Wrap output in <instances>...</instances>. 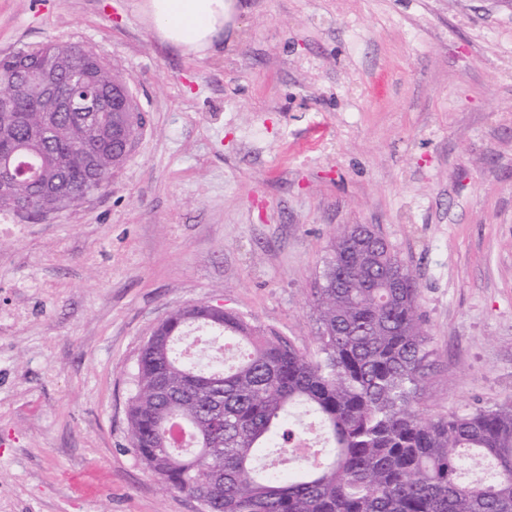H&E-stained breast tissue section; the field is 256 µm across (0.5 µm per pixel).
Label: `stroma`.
<instances>
[{"instance_id":"1","label":"stroma","mask_w":512,"mask_h":512,"mask_svg":"<svg viewBox=\"0 0 512 512\" xmlns=\"http://www.w3.org/2000/svg\"><path fill=\"white\" fill-rule=\"evenodd\" d=\"M141 0H0V55L97 50L146 125L104 190L0 211V512H203L130 445L138 354L173 310L321 343L341 224L415 276L428 417L512 405V0H237L215 50Z\"/></svg>"}]
</instances>
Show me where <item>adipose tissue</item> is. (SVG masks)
Masks as SVG:
<instances>
[{"mask_svg":"<svg viewBox=\"0 0 512 512\" xmlns=\"http://www.w3.org/2000/svg\"><path fill=\"white\" fill-rule=\"evenodd\" d=\"M235 0H143L140 11L160 41L205 56L224 33Z\"/></svg>","mask_w":512,"mask_h":512,"instance_id":"1","label":"adipose tissue"}]
</instances>
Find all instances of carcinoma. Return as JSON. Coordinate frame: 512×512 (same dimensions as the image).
Listing matches in <instances>:
<instances>
[{
  "label": "carcinoma",
  "mask_w": 512,
  "mask_h": 512,
  "mask_svg": "<svg viewBox=\"0 0 512 512\" xmlns=\"http://www.w3.org/2000/svg\"><path fill=\"white\" fill-rule=\"evenodd\" d=\"M64 54L70 69L105 82L112 76L90 48L48 42L30 63ZM13 55L0 56V94L23 99ZM62 112H0V146L12 142L43 175L76 192L94 173ZM94 164L110 179L126 158L112 141V114L85 123ZM35 193L15 183L0 193L14 211ZM337 227L315 292L324 357L309 359L286 338L253 328L238 314L216 326L204 303L191 318L171 312L158 328L168 343L143 350L129 401L130 444L168 488L204 500L205 512H512V408L426 418L414 399L430 355L419 313V285L375 233ZM192 329L224 342L234 360L195 367L178 349ZM318 426L321 447L294 453L290 440ZM193 437L166 442L171 422ZM486 459L479 479L462 481L469 453Z\"/></svg>",
  "instance_id": "1"
}]
</instances>
